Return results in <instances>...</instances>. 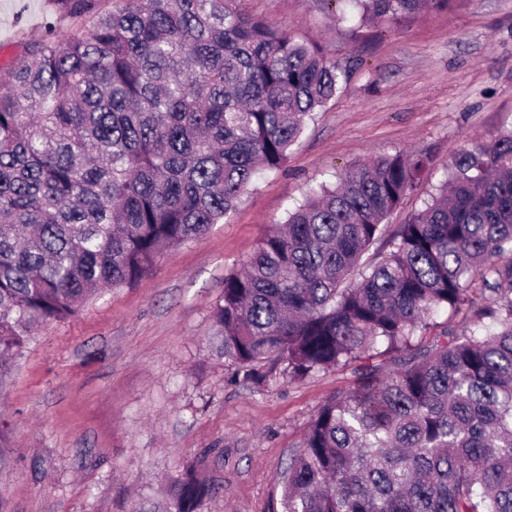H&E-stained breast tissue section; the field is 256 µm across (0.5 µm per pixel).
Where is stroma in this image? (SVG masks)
I'll list each match as a JSON object with an SVG mask.
<instances>
[{
  "mask_svg": "<svg viewBox=\"0 0 512 512\" xmlns=\"http://www.w3.org/2000/svg\"><path fill=\"white\" fill-rule=\"evenodd\" d=\"M250 15L324 45L346 72L283 171L255 181L223 223L172 248L131 287L39 326L0 387L10 461L0 512L153 507L187 465L220 483L198 512H282L294 447L347 369L291 380L264 367L243 383L211 312L268 225L329 175L398 152L431 158L386 225L423 208L471 142L512 129V0H450L401 24H341L312 0H240ZM51 0H0V63L20 31H42Z\"/></svg>",
  "mask_w": 512,
  "mask_h": 512,
  "instance_id": "obj_1",
  "label": "stroma"
}]
</instances>
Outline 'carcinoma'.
Here are the masks:
<instances>
[{
	"mask_svg": "<svg viewBox=\"0 0 512 512\" xmlns=\"http://www.w3.org/2000/svg\"><path fill=\"white\" fill-rule=\"evenodd\" d=\"M51 2L76 32L23 31L0 66V383L37 327L224 223L343 77L240 0ZM332 2L362 23L448 8ZM428 166L397 153L340 172L224 276L213 322L243 381L267 364L354 374L308 423L285 512H512V130L464 148L361 264ZM463 309L489 324L456 328ZM441 312L446 326L418 335ZM200 471L171 480L164 512L219 489Z\"/></svg>",
	"mask_w": 512,
	"mask_h": 512,
	"instance_id": "cac0c4a2",
	"label": "carcinoma"
}]
</instances>
